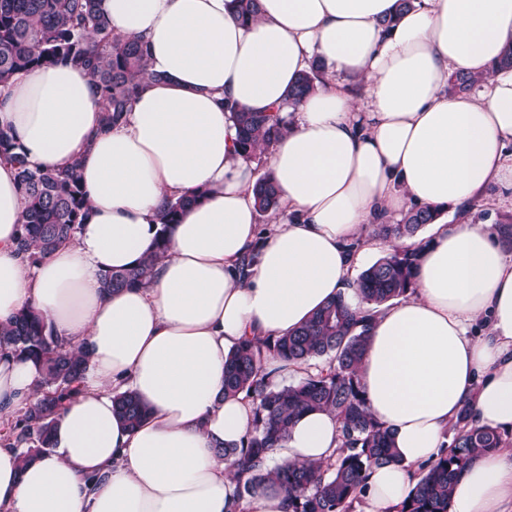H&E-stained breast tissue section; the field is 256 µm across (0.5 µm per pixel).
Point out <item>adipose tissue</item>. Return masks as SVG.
Wrapping results in <instances>:
<instances>
[{
    "instance_id": "1",
    "label": "adipose tissue",
    "mask_w": 512,
    "mask_h": 512,
    "mask_svg": "<svg viewBox=\"0 0 512 512\" xmlns=\"http://www.w3.org/2000/svg\"><path fill=\"white\" fill-rule=\"evenodd\" d=\"M396 4L261 0L245 25L233 0H102L110 29L143 39L149 70L164 77L118 125L104 128L93 81L72 64L8 85L0 124L31 163L80 161L89 212L72 241L30 265L17 246L23 195L0 162V323L32 308L89 362L52 452L24 465L0 446V512H292L275 486L240 499L233 458L216 453L252 420L245 395L224 394V361L243 337L286 335L328 300L353 297L356 268L381 248L364 229L412 206L438 213L415 292L378 309L360 372L401 461L369 470L364 512H397L462 408L512 432V255L484 225L447 221L489 185L512 187V68L497 65L512 45V0ZM315 59L329 78L266 158L290 221L263 230L227 107L282 104ZM336 72L366 77L365 97ZM457 72L485 78L478 96L446 94ZM196 192L151 281L104 290L106 272L151 247L164 203ZM481 317L487 333L470 335ZM39 380L0 347V415ZM125 391L150 410L134 429L113 411ZM337 439L335 414L315 411L277 454L320 462ZM448 512H512V448L475 454Z\"/></svg>"
}]
</instances>
